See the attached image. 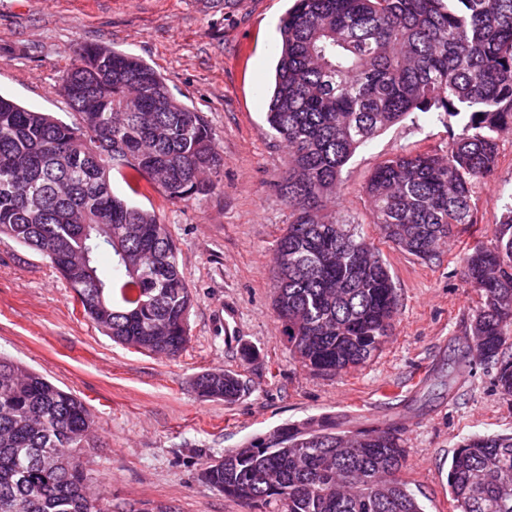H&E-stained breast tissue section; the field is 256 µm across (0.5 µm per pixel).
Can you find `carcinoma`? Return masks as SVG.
I'll return each mask as SVG.
<instances>
[{
  "label": "carcinoma",
  "mask_w": 512,
  "mask_h": 512,
  "mask_svg": "<svg viewBox=\"0 0 512 512\" xmlns=\"http://www.w3.org/2000/svg\"><path fill=\"white\" fill-rule=\"evenodd\" d=\"M279 33L266 120L287 148L278 187L292 220L276 248L274 312L290 359L336 374L376 356L398 310L374 243L328 210L342 169L380 132L434 112L447 146L374 169L364 187L373 223L425 262L434 240L475 224L473 188L494 172L512 125V0H294ZM58 90L72 124L0 95V235L45 256L113 341L177 357L194 303L177 248L156 213L113 193L110 172L129 168L187 203L224 167L211 130L153 67L106 46L80 49ZM462 261L481 299L469 323L481 345L467 355L493 364L512 397V207L493 242L474 241ZM194 384L228 403L242 392L222 371ZM96 427L83 399L1 357L0 512H100L81 461ZM405 467L397 429L347 435L311 419L204 461L202 477L271 512H424ZM447 482L453 512H512V434L465 439Z\"/></svg>",
  "instance_id": "obj_1"
}]
</instances>
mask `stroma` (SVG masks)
<instances>
[{
  "mask_svg": "<svg viewBox=\"0 0 512 512\" xmlns=\"http://www.w3.org/2000/svg\"><path fill=\"white\" fill-rule=\"evenodd\" d=\"M290 0H0V93L72 123L56 87L77 51L108 45L157 69L200 112L224 157L218 185L187 203L129 171L113 192L153 211L177 247L195 303L175 358L116 344L83 315L48 259L0 236V356L45 375L89 404L97 422L85 458L102 512H260L202 477L203 459L327 416L343 430L397 425L407 478L425 512H452L448 461L474 434L512 433V397L495 369L465 356L478 295L462 256L488 240L512 205V128L497 167L474 188L477 222L425 262L381 242L363 188L401 153L445 147L437 114L379 133L344 167L336 211L377 241L398 295L392 335L362 367L336 375L292 362L277 321L274 255L291 217L276 185L287 161L266 122L281 18ZM207 371L238 374V400L205 399Z\"/></svg>",
  "mask_w": 512,
  "mask_h": 512,
  "instance_id": "35a3bbf8",
  "label": "stroma"
}]
</instances>
